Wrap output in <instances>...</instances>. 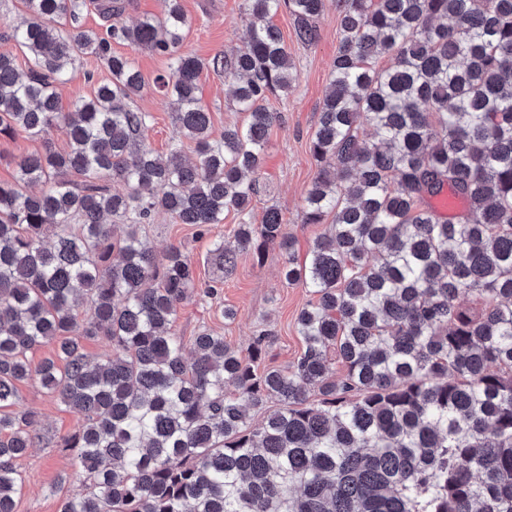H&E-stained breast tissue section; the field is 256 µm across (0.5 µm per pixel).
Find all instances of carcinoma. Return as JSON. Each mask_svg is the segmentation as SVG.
I'll use <instances>...</instances> for the list:
<instances>
[{"instance_id":"obj_1","label":"carcinoma","mask_w":512,"mask_h":512,"mask_svg":"<svg viewBox=\"0 0 512 512\" xmlns=\"http://www.w3.org/2000/svg\"><path fill=\"white\" fill-rule=\"evenodd\" d=\"M22 2L30 20L4 36L28 68L0 55V133L60 129L67 148L23 157L0 183V512H15L17 461L39 439L19 407L29 381L83 417L60 447L91 490L58 512H512V0H336L300 215L329 228L303 261L278 209L260 224L250 211L278 118L266 101L294 80L272 18L287 10L313 46L324 0H244L246 41L212 64L246 120L218 140L197 95L205 65L181 51V0L132 26L130 0ZM91 5L101 32L80 26ZM114 42L169 59L153 79L173 111L164 157L142 142L151 115L129 106L145 77ZM84 56L111 78L64 112L59 87ZM446 188L465 212L433 211ZM159 210L201 231L237 212L211 250L225 272L279 249L288 284L311 294L291 367L258 371L263 332L247 359L207 328L186 354L179 307L224 279L201 290L180 247H146ZM92 336L112 346L94 365Z\"/></svg>"}]
</instances>
